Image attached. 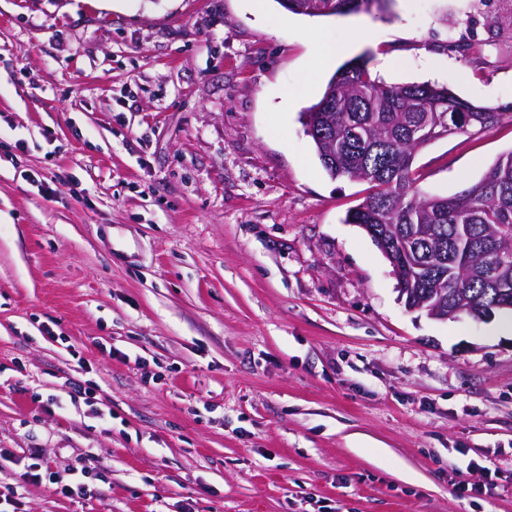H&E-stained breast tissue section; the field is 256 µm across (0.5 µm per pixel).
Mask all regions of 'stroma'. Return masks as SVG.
Wrapping results in <instances>:
<instances>
[{"mask_svg": "<svg viewBox=\"0 0 512 512\" xmlns=\"http://www.w3.org/2000/svg\"><path fill=\"white\" fill-rule=\"evenodd\" d=\"M470 2L0 0V483L33 453L104 467L25 512H512V335L405 309L344 221L368 183L301 120L356 57L511 103V37L455 48ZM318 40L350 51L308 89ZM511 151L507 118L412 175L450 198ZM298 1V2H297ZM278 0L289 12L308 17L343 15L351 12L383 10L387 0ZM297 2V3H295Z\"/></svg>", "mask_w": 512, "mask_h": 512, "instance_id": "stroma-1", "label": "stroma"}]
</instances>
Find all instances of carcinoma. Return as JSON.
Listing matches in <instances>:
<instances>
[{"label": "carcinoma", "mask_w": 512, "mask_h": 512, "mask_svg": "<svg viewBox=\"0 0 512 512\" xmlns=\"http://www.w3.org/2000/svg\"><path fill=\"white\" fill-rule=\"evenodd\" d=\"M277 2L297 15L323 17L380 11L387 0ZM505 115L512 118V103L477 104L429 83L388 85L372 76L364 58L337 70L320 100L302 113L327 175L375 188L344 222L395 254L398 284L414 300L441 291L454 318L469 316L456 309L458 289L485 305L493 301V285L512 291V151L453 198L421 196L410 168L417 151L434 140L431 129L456 119L463 134L494 127Z\"/></svg>", "instance_id": "cac0c4a2"}]
</instances>
